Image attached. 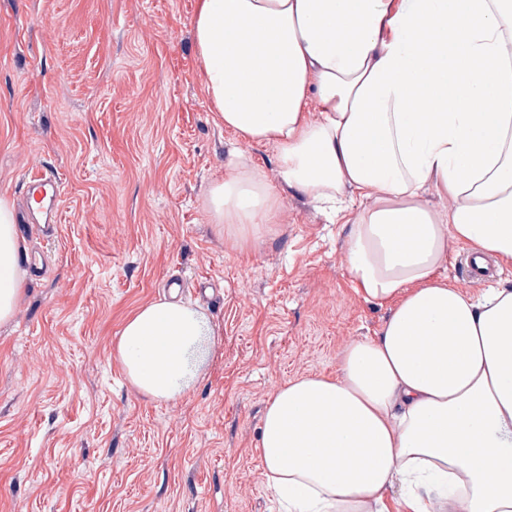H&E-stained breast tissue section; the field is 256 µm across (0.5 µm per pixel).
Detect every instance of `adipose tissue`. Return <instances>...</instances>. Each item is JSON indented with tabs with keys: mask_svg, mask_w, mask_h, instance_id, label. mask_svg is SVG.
I'll use <instances>...</instances> for the list:
<instances>
[{
	"mask_svg": "<svg viewBox=\"0 0 512 512\" xmlns=\"http://www.w3.org/2000/svg\"><path fill=\"white\" fill-rule=\"evenodd\" d=\"M192 33L214 123L269 145L280 177L233 151L206 196L215 223L256 243L283 192L358 199L348 270L391 306L377 336L341 350L336 378L272 394L269 486L288 512H389L393 488L402 512H512V288L471 297L439 273L452 240L512 260V59L499 54L512 0H198ZM428 188L454 207L423 202ZM20 252L0 197V322L22 292ZM211 333L156 300L124 323L117 357L168 401Z\"/></svg>",
	"mask_w": 512,
	"mask_h": 512,
	"instance_id": "obj_1",
	"label": "adipose tissue"
}]
</instances>
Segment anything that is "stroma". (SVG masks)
Returning a JSON list of instances; mask_svg holds the SVG:
<instances>
[{
  "instance_id": "stroma-1",
  "label": "stroma",
  "mask_w": 512,
  "mask_h": 512,
  "mask_svg": "<svg viewBox=\"0 0 512 512\" xmlns=\"http://www.w3.org/2000/svg\"><path fill=\"white\" fill-rule=\"evenodd\" d=\"M197 0H0V195L38 167L65 183L53 265L0 322V512H282L259 455L288 380L335 377L389 306L348 271L344 224L285 193L261 242L204 205L232 150L278 186L270 147L212 120L192 37ZM215 331L196 382L159 401L128 379L124 322L163 298Z\"/></svg>"
}]
</instances>
